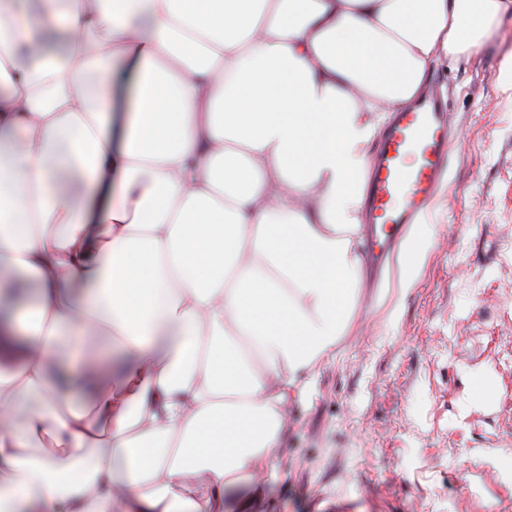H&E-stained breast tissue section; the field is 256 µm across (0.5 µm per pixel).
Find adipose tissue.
Masks as SVG:
<instances>
[{"instance_id": "1", "label": "adipose tissue", "mask_w": 512, "mask_h": 512, "mask_svg": "<svg viewBox=\"0 0 512 512\" xmlns=\"http://www.w3.org/2000/svg\"><path fill=\"white\" fill-rule=\"evenodd\" d=\"M510 15L0 0V512H258L349 327L371 143Z\"/></svg>"}]
</instances>
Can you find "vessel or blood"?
Wrapping results in <instances>:
<instances>
[{
    "label": "vessel or blood",
    "mask_w": 512,
    "mask_h": 512,
    "mask_svg": "<svg viewBox=\"0 0 512 512\" xmlns=\"http://www.w3.org/2000/svg\"><path fill=\"white\" fill-rule=\"evenodd\" d=\"M447 110V102L432 94L391 122L370 164L366 250L389 248L433 205L453 165Z\"/></svg>",
    "instance_id": "obj_1"
}]
</instances>
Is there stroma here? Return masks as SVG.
<instances>
[{"label": "stroma", "instance_id": "stroma-1", "mask_svg": "<svg viewBox=\"0 0 512 512\" xmlns=\"http://www.w3.org/2000/svg\"><path fill=\"white\" fill-rule=\"evenodd\" d=\"M512 19L429 76L450 101L449 187L290 405L263 512H512ZM493 385L480 398L479 380Z\"/></svg>", "mask_w": 512, "mask_h": 512}]
</instances>
